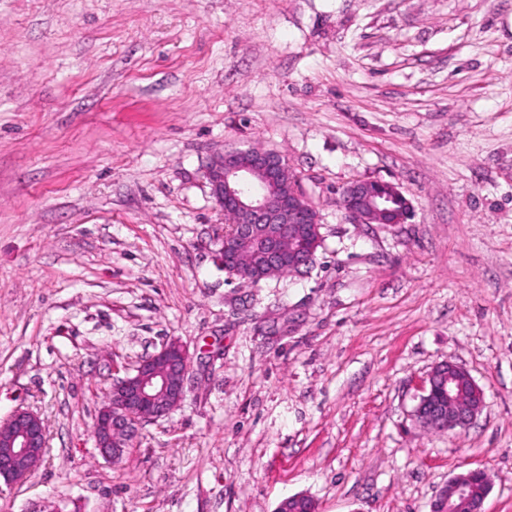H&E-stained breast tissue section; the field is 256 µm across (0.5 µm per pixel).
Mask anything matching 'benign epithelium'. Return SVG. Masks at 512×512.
<instances>
[{
    "instance_id": "obj_1",
    "label": "benign epithelium",
    "mask_w": 512,
    "mask_h": 512,
    "mask_svg": "<svg viewBox=\"0 0 512 512\" xmlns=\"http://www.w3.org/2000/svg\"><path fill=\"white\" fill-rule=\"evenodd\" d=\"M208 178L224 212V266L241 269L247 282L258 284L285 268L298 273L314 265L316 250L309 241L322 238L321 215L280 154L227 148L208 169ZM339 204L358 224H379L394 212L399 214L395 223L402 224L411 209L396 184L370 179L347 184ZM192 365L187 346L172 340L113 379L92 427L104 459L120 461L144 423L167 418L181 406ZM484 407V390L463 366L448 360L427 374L411 418L424 430L456 433L469 428ZM46 448L41 416L14 410L0 421V481L12 486L27 479ZM479 473L471 469L450 477L431 512H484L487 489L473 482Z\"/></svg>"
}]
</instances>
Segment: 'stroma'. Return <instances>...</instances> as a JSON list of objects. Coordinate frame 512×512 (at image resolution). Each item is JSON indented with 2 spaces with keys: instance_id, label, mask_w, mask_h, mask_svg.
Listing matches in <instances>:
<instances>
[{
  "instance_id": "obj_1",
  "label": "stroma",
  "mask_w": 512,
  "mask_h": 512,
  "mask_svg": "<svg viewBox=\"0 0 512 512\" xmlns=\"http://www.w3.org/2000/svg\"><path fill=\"white\" fill-rule=\"evenodd\" d=\"M280 153L322 217L304 274L220 260L207 177ZM355 179L402 224H355ZM177 340L185 399L119 462L117 371ZM451 360L486 406L409 413ZM48 448L0 512H430L480 468L512 512V0H0V420ZM340 206L357 224H402L411 205L400 188L391 182L355 179L339 195ZM399 213L393 222H381L382 215ZM408 213V215H409Z\"/></svg>"
}]
</instances>
